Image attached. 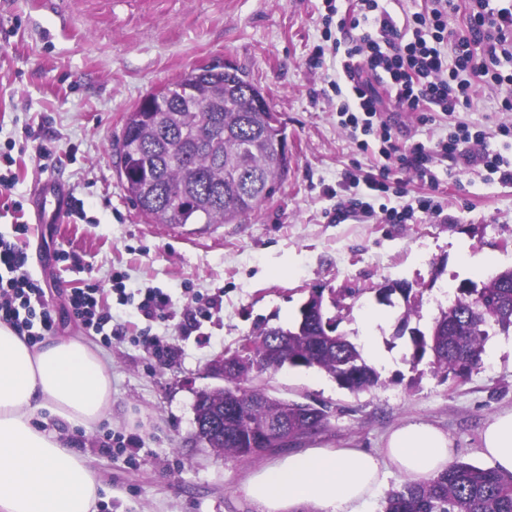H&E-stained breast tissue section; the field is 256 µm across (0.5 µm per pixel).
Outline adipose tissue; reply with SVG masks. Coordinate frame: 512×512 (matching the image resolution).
<instances>
[{
    "instance_id": "ef3b65f1",
    "label": "adipose tissue",
    "mask_w": 512,
    "mask_h": 512,
    "mask_svg": "<svg viewBox=\"0 0 512 512\" xmlns=\"http://www.w3.org/2000/svg\"><path fill=\"white\" fill-rule=\"evenodd\" d=\"M111 401L107 365L88 344L60 337L31 347L0 325V512H96L102 478L51 422L95 423ZM42 408L50 420L38 425ZM480 452L512 475V410L486 422ZM453 456L443 431L406 421L378 453L309 448L260 469L241 490L259 512H365L389 474L423 482L444 473Z\"/></svg>"
}]
</instances>
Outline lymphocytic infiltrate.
<instances>
[{
    "mask_svg": "<svg viewBox=\"0 0 512 512\" xmlns=\"http://www.w3.org/2000/svg\"><path fill=\"white\" fill-rule=\"evenodd\" d=\"M464 14L466 33L448 37V18ZM324 26H336L343 41L318 46L317 56L341 55L330 81L342 126L361 132L359 150L378 140L382 155L398 158L429 187H438L435 167L452 157L465 166L481 163L512 182V159L484 148V131L460 126L436 141L398 143L399 127L392 121L398 112L417 113L421 124L435 123L438 115L470 105L473 81L494 78L501 59H512V0H424L421 10L396 16L380 0H356L340 18L325 15ZM383 87L386 102L375 89ZM15 239L0 236V323L9 325L29 345L41 342L55 325L44 288L29 271V256L17 243L29 226H14ZM97 286L71 289L69 309L86 329L100 335L103 344L122 335L113 326L112 314L98 306Z\"/></svg>",
    "mask_w": 512,
    "mask_h": 512,
    "instance_id": "1",
    "label": "lymphocytic infiltrate"
}]
</instances>
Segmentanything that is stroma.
I'll list each match as a JSON object with an SVG mask.
<instances>
[{"instance_id": "obj_1", "label": "stroma", "mask_w": 512, "mask_h": 512, "mask_svg": "<svg viewBox=\"0 0 512 512\" xmlns=\"http://www.w3.org/2000/svg\"><path fill=\"white\" fill-rule=\"evenodd\" d=\"M326 0H69L65 20L34 0H0V152L24 141L13 168L17 184L0 196V235L17 220L33 221L30 197L45 175L41 146L53 149L70 196L86 216L43 224L30 237V273L55 317L54 336H76L95 347L111 371L108 419L87 426L59 424L68 441L103 476L104 512H257L239 487L262 467L289 455L281 448L259 458L220 454L194 437L196 395L218 387L209 365L261 328L289 327L313 291L340 301L339 333L361 343L367 313L385 315L373 331L382 383L352 392L315 368L283 366L258 384L277 398L326 405L329 423L299 449L382 446L386 433L412 419L448 434L454 457L479 467L480 432L493 415L512 409V334H490L481 364L464 379L412 364L409 336L399 321L427 330L445 304L442 289L481 283L512 265V183L477 167L461 172L445 159L436 194L439 214L416 213L404 224L376 219L337 221L356 190L350 174L376 172L378 143L360 151L339 125L328 83L332 57L316 63L324 42ZM222 64L243 70L285 124L290 167L277 192L232 224L195 232L154 224L126 199L116 144L127 112L147 94L193 68ZM508 86L481 82L472 104L435 124L411 114L396 122L418 140H435L458 124L512 126L501 110ZM387 192L370 196L375 211L414 205L428 193L399 160ZM21 201L24 212L12 209ZM79 265L58 259L60 250ZM125 274L122 291L111 275ZM409 284L377 299L384 285ZM97 284L124 335L111 345L86 332L69 311L71 288ZM172 293L168 319L146 323L136 312L147 290ZM212 306L194 320L196 300ZM151 327L159 348L139 343ZM135 436L134 464L112 458L106 437Z\"/></svg>"}]
</instances>
